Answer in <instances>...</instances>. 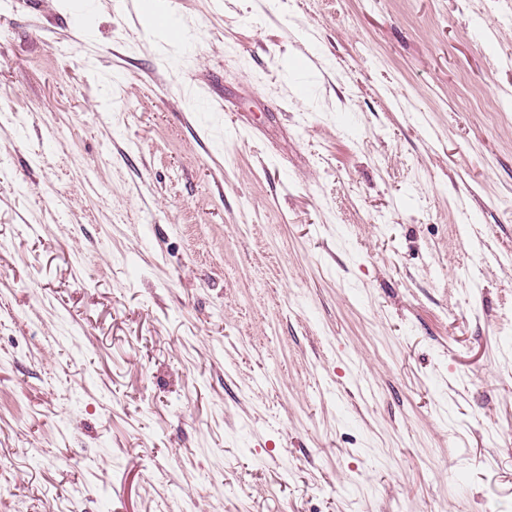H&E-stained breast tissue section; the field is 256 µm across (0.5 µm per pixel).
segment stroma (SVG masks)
I'll use <instances>...</instances> for the list:
<instances>
[{"label": "stroma", "instance_id": "stroma-1", "mask_svg": "<svg viewBox=\"0 0 512 512\" xmlns=\"http://www.w3.org/2000/svg\"><path fill=\"white\" fill-rule=\"evenodd\" d=\"M0 0V512H512V0Z\"/></svg>", "mask_w": 512, "mask_h": 512}]
</instances>
